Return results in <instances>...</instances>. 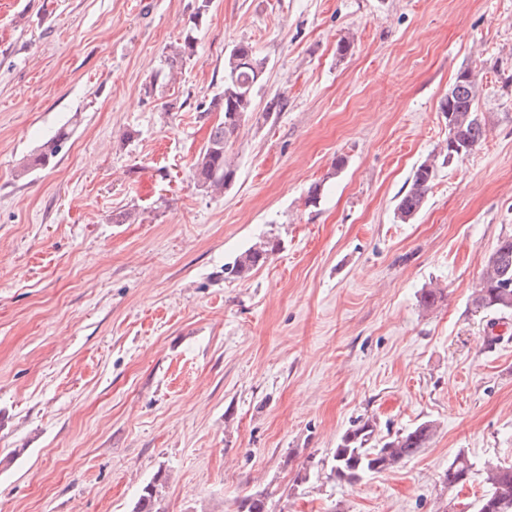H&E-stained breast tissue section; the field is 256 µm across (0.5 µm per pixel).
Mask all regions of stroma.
I'll return each mask as SVG.
<instances>
[{"mask_svg":"<svg viewBox=\"0 0 512 512\" xmlns=\"http://www.w3.org/2000/svg\"><path fill=\"white\" fill-rule=\"evenodd\" d=\"M197 3L0 0V512H132L159 472L163 512L256 491L268 512H474L486 466L512 465V315L471 306L512 235V0ZM241 41L266 70L214 196L191 169ZM465 69L485 137L397 221ZM267 238L269 262L225 275ZM362 419L437 430L327 479ZM68 132L64 129H60L55 137L46 141L40 148V152L23 167L22 173L27 172L30 168L36 166H46L57 156L60 150V144L68 138ZM472 464L465 457H456V459L448 466L445 472V482L448 486H464L469 481Z\"/></svg>","mask_w":512,"mask_h":512,"instance_id":"obj_1","label":"stroma"}]
</instances>
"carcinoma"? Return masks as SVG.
<instances>
[{"label": "carcinoma", "mask_w": 512, "mask_h": 512, "mask_svg": "<svg viewBox=\"0 0 512 512\" xmlns=\"http://www.w3.org/2000/svg\"><path fill=\"white\" fill-rule=\"evenodd\" d=\"M194 53V37L186 34L183 42L166 58L170 71L179 70V64ZM265 61L258 58L253 46L240 42L233 46L224 59V89L212 97L208 111L222 113V118L212 127L207 143L202 147L192 168V177L198 186L212 194H221L236 176V169L229 158V150L239 135L244 117L251 111L257 88L264 78ZM475 83L467 72L458 74L442 112L448 118V136L452 142L469 153L485 136V126L475 107ZM68 138L61 129L46 141L40 152L23 167L22 172L36 166H46L57 156L60 144ZM457 152L446 148L428 155L413 172L411 183L400 196L394 209L395 217L402 223L412 219L424 206L440 168ZM272 239L260 241L240 253L227 266L229 274L245 279L253 270L263 266L277 249ZM512 279V238L499 241L489 256L479 287L471 298L472 307L478 312H512V287H505V280ZM436 432L435 425L423 422L414 428L377 442L374 426L366 420L347 432L335 448L327 479L355 484L369 473L386 471L427 447ZM472 464L458 456L445 472L448 486H462L469 481ZM166 477L158 472L139 493L132 512H161L156 507L159 488ZM487 489L476 503V512H512V467L489 465L486 467ZM237 512H267L266 496L256 491L243 497Z\"/></svg>", "instance_id": "obj_1"}]
</instances>
